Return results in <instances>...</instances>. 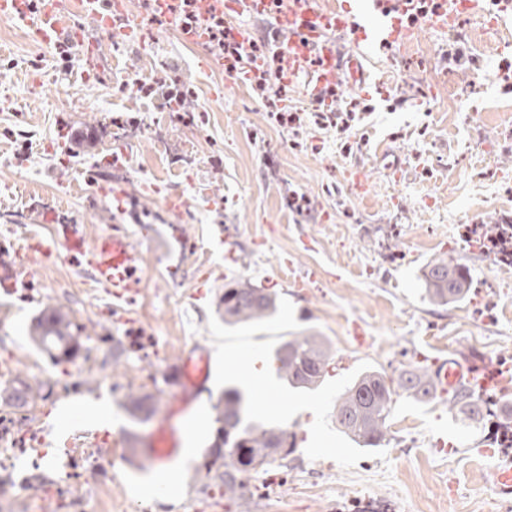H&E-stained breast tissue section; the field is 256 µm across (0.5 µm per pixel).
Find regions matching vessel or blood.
Returning a JSON list of instances; mask_svg holds the SVG:
<instances>
[{"instance_id": "vessel-or-blood-1", "label": "vessel or blood", "mask_w": 512, "mask_h": 512, "mask_svg": "<svg viewBox=\"0 0 512 512\" xmlns=\"http://www.w3.org/2000/svg\"><path fill=\"white\" fill-rule=\"evenodd\" d=\"M373 7L358 13L351 9L327 8L322 0H193L201 20L212 11L226 17L268 16L273 20L278 64L289 83H303L311 99L332 100L339 81L364 83L362 62L373 47H394L412 34L411 19L420 11L422 0H372ZM82 21L67 26L62 16L65 0H42L39 11H31L28 0H0V18L22 22L35 41L52 45L67 38L76 43L88 73L98 74L104 49L101 33H117L145 45L148 33L141 26L129 25L128 0H109L100 7L97 0H79ZM485 0H443V6L430 18L438 30L454 27L461 16H488ZM351 37L354 50L343 54L339 40ZM64 246L77 265L88 267L94 282L115 298L136 293L139 288L140 255L130 236L112 230L93 240L81 231H73ZM180 377L179 408H188L200 394L211 370L206 344L195 343L181 353L175 364ZM435 386L441 394L465 390L477 396L498 386L500 377L484 372L482 363L463 358L438 359L432 370ZM179 446L175 432L160 427L145 450L150 463H172ZM490 460L484 481L492 493L512 500V456L494 455L483 449Z\"/></svg>"}]
</instances>
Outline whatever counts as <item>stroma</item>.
Wrapping results in <instances>:
<instances>
[{"mask_svg":"<svg viewBox=\"0 0 512 512\" xmlns=\"http://www.w3.org/2000/svg\"><path fill=\"white\" fill-rule=\"evenodd\" d=\"M207 54L167 25L148 52L109 39L99 83L83 78L77 61L61 74L51 47L33 43L22 23L0 19V448L13 459L0 466V512H512V501L495 498L482 479L480 449L500 446L493 417L474 422L449 399L419 404L399 394L388 442L371 451L344 437L335 418L337 396L366 368L396 380L449 353L512 365V259L492 244L498 226L512 224V93L503 90L502 69L512 64V15H502L492 35L470 18L445 32L423 20L407 45L372 54L365 85L337 88V108L371 106L348 155L341 133L312 120L271 125L269 112L284 103L310 111L301 87L260 98L224 70L202 69ZM168 69L196 92L184 113L124 88ZM61 117L94 129V148L69 155ZM131 123L137 138L113 141V126ZM8 127L28 134L27 150L5 135ZM394 160L405 164L403 175L388 170ZM357 165L365 173L360 190L347 178ZM122 179L140 221L97 192ZM172 187L188 200L182 210L165 204ZM210 191L223 196V207H210ZM141 222L158 232L135 241L141 288L118 312L66 252L29 264L17 254L21 243L61 236L68 224L92 239L116 227L136 233ZM175 224L185 226L190 250L173 237ZM219 224L221 243L212 238ZM437 258L468 268L466 300L425 299L421 272ZM227 266L277 293L272 318L225 324V280L216 273L201 280L200 271ZM291 268L314 274L313 283L292 293L284 276ZM51 307L72 318L80 344L73 361L32 340ZM309 335L331 352L318 389H292L271 373L279 400L265 406L243 384L254 420L295 433L294 454L287 466L251 477L248 489L226 492L205 462L218 443L224 388L242 384L235 350L266 359L281 342ZM201 339L217 354L210 378L172 417L179 387L169 366ZM21 382L32 391L24 405L11 398ZM132 396L146 397V410L133 412ZM77 398L111 406L110 459L75 439L87 429L78 414L62 417ZM201 411L209 428L181 492L141 495L138 485L161 471L143 456L155 429L169 421L186 437Z\"/></svg>","mask_w":512,"mask_h":512,"instance_id":"stroma-1","label":"stroma"}]
</instances>
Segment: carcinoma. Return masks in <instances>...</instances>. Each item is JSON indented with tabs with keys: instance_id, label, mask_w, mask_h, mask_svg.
<instances>
[{
	"instance_id": "obj_1",
	"label": "carcinoma",
	"mask_w": 512,
	"mask_h": 512,
	"mask_svg": "<svg viewBox=\"0 0 512 512\" xmlns=\"http://www.w3.org/2000/svg\"><path fill=\"white\" fill-rule=\"evenodd\" d=\"M469 271L443 258L426 264L422 273L424 297L437 305L458 303L468 296ZM224 323L234 325L261 321L277 312V296L248 280H233L224 285ZM68 314L56 309L34 327L33 339L46 351H58L57 358L70 359L77 351V341L69 333ZM278 375L294 389L318 388L329 366L330 351L317 336H298L282 343L273 355ZM398 387L407 398L426 403L437 391L426 371L409 370L400 375ZM394 388L386 385L385 376L374 370L360 372L336 399V425L360 448H380L386 441L392 413ZM452 403L468 419L483 413L484 406L469 401L465 394H455ZM248 405L237 388L224 390V408L220 413L223 426L215 458H224V473L218 478L224 488L234 492L245 488V481L295 451V434L277 426L252 425L246 422Z\"/></svg>"
}]
</instances>
